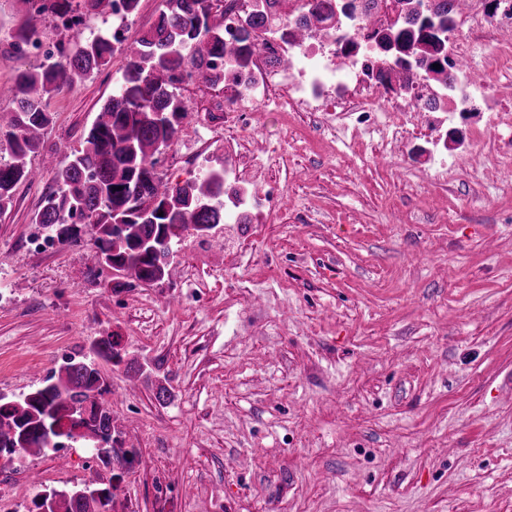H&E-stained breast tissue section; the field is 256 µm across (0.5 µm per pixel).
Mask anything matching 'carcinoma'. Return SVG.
<instances>
[{"label": "carcinoma", "instance_id": "carcinoma-1", "mask_svg": "<svg viewBox=\"0 0 512 512\" xmlns=\"http://www.w3.org/2000/svg\"><path fill=\"white\" fill-rule=\"evenodd\" d=\"M25 5V20L12 36L10 46L19 51L32 42L47 16H54L71 31L83 15L112 14V0H31ZM453 0H434L431 16L442 20L398 23L387 41L391 55L411 60L445 41L448 13ZM288 0H256L246 15L236 43H224V9L213 0H162L157 23L144 32L131 49L118 88L84 137V147L64 165L50 163L53 187L43 196L33 223L55 234L61 242L81 240L82 226L90 227L101 267H107L144 284L168 275L174 246L189 230L207 236L224 223V169H212L183 185H173L160 176L157 156L182 132L185 109L176 93L183 69H192L195 79L216 86L221 79L214 61L243 70L260 51L257 31L277 30L282 37L301 41L331 21L332 5L320 0L309 14L291 17ZM121 32L110 29L83 41L61 42L54 61L18 72L10 84L16 108L0 124V143L6 142L11 161L0 164V211L11 203L16 187L36 180V168L28 162L39 152L51 113L47 99L71 88L75 81L106 68L112 59V42ZM165 238L169 247L160 257L143 244ZM111 336L95 339L90 354L69 360L56 381L16 400L0 397V452L38 454L63 446L64 439L48 433L53 422L65 416L80 419L79 438L96 444L104 437L117 442L120 431L112 409L95 400L107 390L97 359L120 361ZM83 486L95 496H74V489H51L61 512H101L114 499L111 488Z\"/></svg>", "mask_w": 512, "mask_h": 512}]
</instances>
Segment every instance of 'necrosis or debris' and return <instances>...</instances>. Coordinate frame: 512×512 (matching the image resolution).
Segmentation results:
<instances>
[{"label": "necrosis or debris", "mask_w": 512, "mask_h": 512, "mask_svg": "<svg viewBox=\"0 0 512 512\" xmlns=\"http://www.w3.org/2000/svg\"><path fill=\"white\" fill-rule=\"evenodd\" d=\"M340 2L351 5L353 15L343 18L329 46H304L273 32L263 36V50L248 70L226 71L224 83L231 93L224 100V128L229 139L249 137L258 110L270 102L280 112L303 108L321 113L327 125L356 143L362 136L379 135L391 152L401 153L406 165L422 159L435 175H442L450 165L448 140L458 114L472 110L475 91L491 92L498 68L512 64V44L493 41L491 62L479 83L460 61L471 54L473 34L512 26V0H500L499 12L491 18L484 13L483 0H468L465 11L452 15L448 41L436 55L448 59L453 79L437 89L421 69L407 72L404 82L384 87L388 62L370 48L364 29L353 19L363 7L362 0ZM349 42L356 49L340 76L336 51ZM277 58L288 59V68L274 67ZM251 179L263 180L262 192L247 191ZM284 201V187L264 181L258 159L225 154V223H266L282 213Z\"/></svg>", "instance_id": "1"}]
</instances>
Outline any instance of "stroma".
<instances>
[{"mask_svg":"<svg viewBox=\"0 0 512 512\" xmlns=\"http://www.w3.org/2000/svg\"><path fill=\"white\" fill-rule=\"evenodd\" d=\"M21 0H0V84L38 56L10 49ZM126 54L48 101L40 153L63 161L111 96ZM483 151L457 150L440 182L379 138L312 136L310 112H257L251 146L287 207L267 224H221L223 251L190 233L171 274L118 286L90 235L32 245L52 179L18 186L0 215V395L40 386L111 336L101 397L136 421L111 474L90 443L0 458V512L43 491L117 484L114 508L164 512H512V68ZM182 183L224 165V115L175 139ZM138 361L143 374L127 366ZM169 397L158 402V387Z\"/></svg>","mask_w":512,"mask_h":512,"instance_id":"stroma-1","label":"stroma"}]
</instances>
